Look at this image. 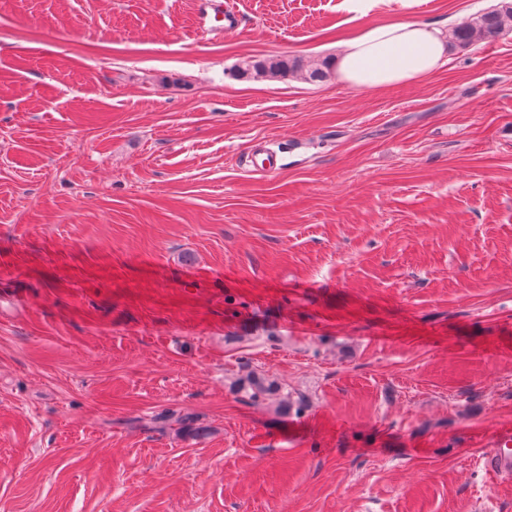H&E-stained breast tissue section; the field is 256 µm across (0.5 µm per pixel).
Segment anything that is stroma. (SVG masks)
I'll use <instances>...</instances> for the list:
<instances>
[{"instance_id":"1","label":"stroma","mask_w":512,"mask_h":512,"mask_svg":"<svg viewBox=\"0 0 512 512\" xmlns=\"http://www.w3.org/2000/svg\"><path fill=\"white\" fill-rule=\"evenodd\" d=\"M196 2L0 0V512H512V34L235 75L498 0ZM239 15L223 0H201L198 5V27L206 34L224 35L238 28ZM502 2L448 31L437 22L408 18L366 28L339 45L334 55L336 75L347 86L361 90L414 84L444 63L448 43L467 49L512 32V3ZM332 66L329 59L271 56L243 61L237 71L242 76L256 80L282 81L292 78L309 83H321L331 76ZM512 434L505 433L483 457V465L490 474L502 479L512 475Z\"/></svg>"}]
</instances>
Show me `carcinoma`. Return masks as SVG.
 <instances>
[{"instance_id":"obj_1","label":"carcinoma","mask_w":512,"mask_h":512,"mask_svg":"<svg viewBox=\"0 0 512 512\" xmlns=\"http://www.w3.org/2000/svg\"><path fill=\"white\" fill-rule=\"evenodd\" d=\"M507 32H512V3L509 0L495 9L476 13L451 26L448 29V43L454 48L467 49L493 43ZM237 71L242 76L256 80L282 81L292 78L321 83L331 76L332 61L311 57L271 56L244 61ZM243 390L253 400L275 394L273 384L259 378L247 380Z\"/></svg>"}]
</instances>
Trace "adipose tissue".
Wrapping results in <instances>:
<instances>
[{"label":"adipose tissue","mask_w":512,"mask_h":512,"mask_svg":"<svg viewBox=\"0 0 512 512\" xmlns=\"http://www.w3.org/2000/svg\"><path fill=\"white\" fill-rule=\"evenodd\" d=\"M447 52L448 32L439 23L404 18L366 28L341 43L335 71L355 89L410 85L439 68Z\"/></svg>","instance_id":"ef3b65f1"}]
</instances>
